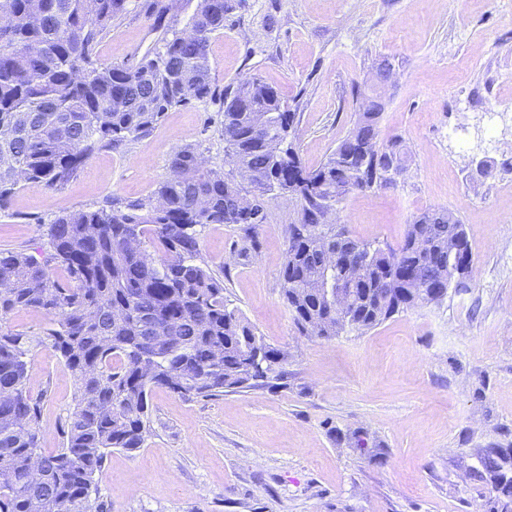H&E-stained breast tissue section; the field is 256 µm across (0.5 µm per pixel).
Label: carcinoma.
<instances>
[{
	"label": "carcinoma",
	"instance_id": "cac0c4a2",
	"mask_svg": "<svg viewBox=\"0 0 512 512\" xmlns=\"http://www.w3.org/2000/svg\"><path fill=\"white\" fill-rule=\"evenodd\" d=\"M127 0H0V210L24 182L58 190L95 151L146 133L173 106L215 98L210 35L224 29L227 0H198L184 31L130 68L96 60L99 39ZM224 140L254 189L252 197L189 146L175 149L153 198L56 217L50 252L39 259L0 251V318L40 311L57 328L43 336L0 331V512H103L94 474L114 448H141L149 392L185 399L279 379L285 354L267 344L224 299L206 267L197 228L239 224L265 210L277 188L301 201L288 225L282 296L299 330L332 337L367 331L395 314L442 298L419 295L441 277L452 249L469 248L452 212L418 216L402 243L386 247L349 292L352 309L329 313L316 250L323 212L353 189L388 184L400 153L377 144L375 112H361L327 161L302 166L288 141L295 113L254 77L224 90ZM156 245L150 252L145 240ZM66 279L55 276V270ZM163 331L170 341L147 348ZM58 352L77 379L61 448H40L43 397L27 389L32 345ZM474 476L490 487L487 512H512V448H478Z\"/></svg>",
	"mask_w": 512,
	"mask_h": 512
}]
</instances>
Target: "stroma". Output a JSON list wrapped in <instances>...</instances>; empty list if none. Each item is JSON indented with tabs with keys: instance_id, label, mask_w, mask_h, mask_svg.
I'll use <instances>...</instances> for the list:
<instances>
[{
	"instance_id": "1",
	"label": "stroma",
	"mask_w": 512,
	"mask_h": 512,
	"mask_svg": "<svg viewBox=\"0 0 512 512\" xmlns=\"http://www.w3.org/2000/svg\"><path fill=\"white\" fill-rule=\"evenodd\" d=\"M128 0L97 46L101 64L136 66L185 28L193 0L163 21ZM211 35L216 90L257 76L296 115L306 169L352 129L358 86L377 63L392 79L378 144L398 141L391 184L355 189L334 223L356 239L398 247L431 209L464 224L465 287L367 331L303 335L281 296L288 227L299 199L271 191L253 237L235 224L199 233L224 296L264 341L288 355L275 386L186 400L149 396L142 448L114 449L94 475L104 512H472L487 501L476 451L512 447V0H229ZM195 148L208 167L238 172L220 99L170 109L144 135L94 153L56 191L27 182L0 211V250L47 249L59 214L153 195L170 153ZM487 161L493 174L478 177ZM43 395L42 446L62 445L77 383L46 347L29 355Z\"/></svg>"
}]
</instances>
